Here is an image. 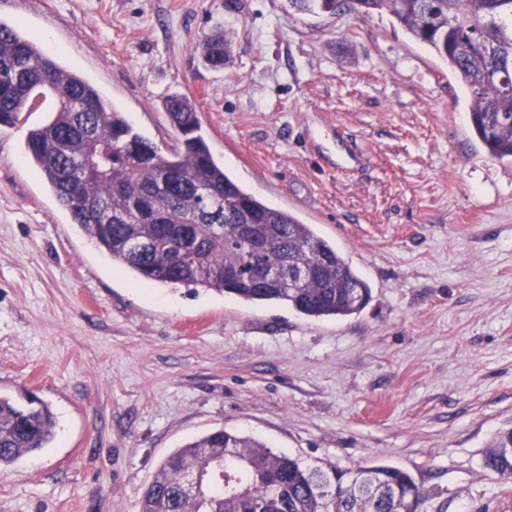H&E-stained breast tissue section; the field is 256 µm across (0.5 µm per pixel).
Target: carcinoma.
Wrapping results in <instances>:
<instances>
[{
  "instance_id": "carcinoma-1",
  "label": "carcinoma",
  "mask_w": 512,
  "mask_h": 512,
  "mask_svg": "<svg viewBox=\"0 0 512 512\" xmlns=\"http://www.w3.org/2000/svg\"><path fill=\"white\" fill-rule=\"evenodd\" d=\"M300 11L335 15L358 4L386 13L448 64L469 97L472 136L498 161H512V0H289ZM233 35L215 31L197 46L224 69ZM55 110L28 129L29 161L86 236L137 277L227 293L251 304H285L308 319L360 312L370 288L310 224L253 196L210 153L193 101L165 99L182 147L168 151L137 133L125 113L107 107L97 88L15 27L0 23V125L16 124L47 94ZM81 194L68 184L89 156ZM257 225L252 238L238 224ZM311 272L298 281L288 271ZM56 421L37 397L19 404L0 395V465L50 446ZM224 475L198 500L181 474ZM483 467L512 479V428L496 433ZM423 492L389 465L310 466L264 442L217 429L176 449L156 468L139 512H418Z\"/></svg>"
}]
</instances>
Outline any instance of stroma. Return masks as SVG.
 I'll list each match as a JSON object with an SVG mask.
<instances>
[{
  "label": "stroma",
  "instance_id": "stroma-1",
  "mask_svg": "<svg viewBox=\"0 0 512 512\" xmlns=\"http://www.w3.org/2000/svg\"><path fill=\"white\" fill-rule=\"evenodd\" d=\"M162 147L194 102L214 158L315 225L371 299L343 319L138 281L74 224L26 158L47 111L0 127V394L56 418L0 467V512H138L176 448L222 427L307 464L385 463L418 512H512L485 470L512 426V162L469 132L465 90L388 14L288 0H0ZM237 34L222 71L194 48Z\"/></svg>",
  "mask_w": 512,
  "mask_h": 512
}]
</instances>
